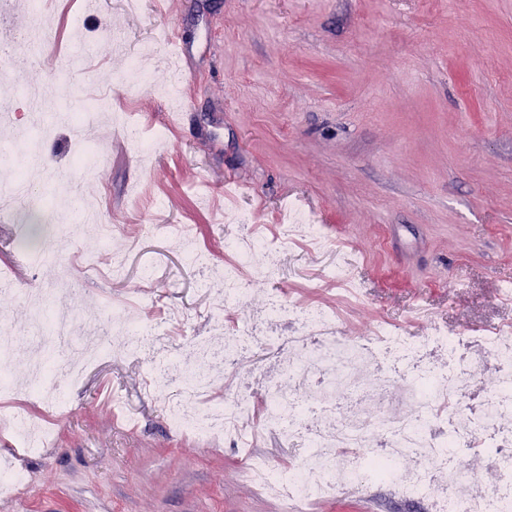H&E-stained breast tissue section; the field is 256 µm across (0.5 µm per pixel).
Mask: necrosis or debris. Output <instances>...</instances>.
I'll return each instance as SVG.
<instances>
[{
    "label": "necrosis or debris",
    "instance_id": "obj_1",
    "mask_svg": "<svg viewBox=\"0 0 512 512\" xmlns=\"http://www.w3.org/2000/svg\"><path fill=\"white\" fill-rule=\"evenodd\" d=\"M46 350L41 365L54 391L77 383L81 369L59 348L69 340L65 320L57 316L53 288L27 294ZM290 332L280 339L269 335L276 322ZM159 338L145 325L132 322L126 308L113 306L106 335L89 349L90 357L119 347L137 356L154 350ZM499 375L496 389L473 404L463 388L472 373V349ZM262 351L276 367L264 378L259 398L237 385L235 370L250 353ZM182 357L218 360L224 368L223 402L201 408L196 398L210 381L208 374L181 373V398L169 417L175 427L209 437H223L238 448H250L259 433H276L285 447L302 451L297 467L274 468L248 456L253 479L275 483L287 501L334 494L341 483L366 486L369 478L387 482L405 498H427L440 488V512H459L451 488L464 482L465 461L490 459L495 466L492 487L477 491V512H512V331L476 328L451 334L435 326L427 336L407 335L397 324L379 325L374 336L354 345L336 341V310L300 305L272 294L264 313L236 323L223 341L195 337ZM376 363L374 381L362 378L360 360ZM353 393V417H336L339 401ZM258 418L256 431L243 429V420ZM421 458L422 470L406 472L400 462Z\"/></svg>",
    "mask_w": 512,
    "mask_h": 512
}]
</instances>
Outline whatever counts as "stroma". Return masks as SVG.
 Returning <instances> with one entry per match:
<instances>
[{"label": "stroma", "mask_w": 512, "mask_h": 512, "mask_svg": "<svg viewBox=\"0 0 512 512\" xmlns=\"http://www.w3.org/2000/svg\"><path fill=\"white\" fill-rule=\"evenodd\" d=\"M44 0L52 39L19 49L41 17L0 0V70L25 51V79L41 90L54 125L42 165L27 169L36 207L0 223V271L14 293L0 295V324L12 325L13 408L45 405L27 392L35 347L25 293L52 282L76 288L72 335H100L106 301L137 303L143 323L161 325V349L116 353L67 387L47 445L24 448L0 433V460L22 478L0 494V512H287L276 488L244 475L224 439L172 428L164 404L178 381L150 382L193 336L214 335L210 301L224 291L235 210L270 236L297 209L319 225L325 246H297L273 279H256L228 322L262 313L280 292L300 303L329 295L323 269L343 260L362 294L339 305L336 336L360 341L382 321L425 336L440 323L458 333L512 323V0ZM44 14V15H45ZM179 31L186 48L182 125L162 90L168 66L151 62L148 85L112 49L137 52ZM82 105L96 141L95 174L77 168L79 144L66 118ZM0 174L17 164V130L32 119L0 82ZM132 113L140 141L109 127L112 110ZM112 225L108 243L81 234L55 268L31 264L22 244L40 217L73 216L80 196ZM191 226L209 269L189 264L178 245ZM124 254V273L85 274L86 265ZM152 270L144 281V270ZM319 512H430L373 482L315 501Z\"/></svg>", "instance_id": "stroma-1"}]
</instances>
